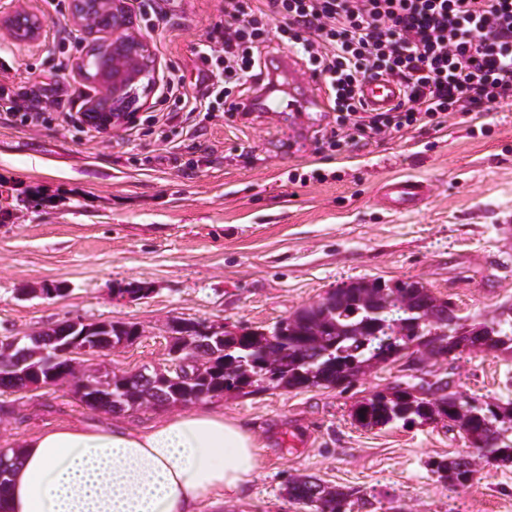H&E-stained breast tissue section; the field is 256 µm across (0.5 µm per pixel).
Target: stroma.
Listing matches in <instances>:
<instances>
[{
	"label": "stroma",
	"instance_id": "35a3bbf8",
	"mask_svg": "<svg viewBox=\"0 0 512 512\" xmlns=\"http://www.w3.org/2000/svg\"><path fill=\"white\" fill-rule=\"evenodd\" d=\"M0 0V85L42 97L97 96L79 66L93 36L73 0ZM36 15L44 26L16 41L7 19ZM136 32L151 45L158 85L131 125L105 134L64 112L37 125L0 119V336H28L68 319L131 322L142 334L82 366L127 376L169 362L175 320L229 330L268 329L357 280L413 279L451 300L460 316L488 318L512 304V105L471 133L464 118L442 131H408L360 148L328 150L336 125L320 107L299 126L290 112L200 113L187 122L165 83L181 71L201 84L195 57L224 23V0H133ZM323 173L307 186L291 174ZM429 184L417 208L381 206L387 181ZM144 284L145 296L114 290ZM61 291L43 295L44 287ZM446 378L452 389L512 401V355L453 363L398 361L348 389L268 390L210 399L245 426L259 464L236 500L203 499L200 512H303L288 501L294 477L360 491L353 512H447L431 460L465 447L440 423L366 428L351 408L411 377ZM143 405L117 414L86 407L69 387L0 393V448L62 424L145 427L169 414ZM462 512H512V466L480 467L461 489Z\"/></svg>",
	"mask_w": 512,
	"mask_h": 512
}]
</instances>
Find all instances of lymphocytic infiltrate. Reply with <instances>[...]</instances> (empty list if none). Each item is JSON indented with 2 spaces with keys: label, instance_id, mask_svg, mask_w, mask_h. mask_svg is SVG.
Masks as SVG:
<instances>
[{
  "label": "lymphocytic infiltrate",
  "instance_id": "lymphocytic-infiltrate-1",
  "mask_svg": "<svg viewBox=\"0 0 512 512\" xmlns=\"http://www.w3.org/2000/svg\"><path fill=\"white\" fill-rule=\"evenodd\" d=\"M224 15L196 52L210 84L193 94L183 77L166 83L190 111H212L256 79L273 40L300 49L324 80L336 114L326 138L337 150L512 104V0H224ZM377 78L403 92L381 112L360 94Z\"/></svg>",
  "mask_w": 512,
  "mask_h": 512
}]
</instances>
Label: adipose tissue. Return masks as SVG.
I'll return each mask as SVG.
<instances>
[{
	"label": "adipose tissue",
	"mask_w": 512,
	"mask_h": 512,
	"mask_svg": "<svg viewBox=\"0 0 512 512\" xmlns=\"http://www.w3.org/2000/svg\"><path fill=\"white\" fill-rule=\"evenodd\" d=\"M257 466L251 433L209 408L146 430L61 425L22 444L0 512H197L239 495Z\"/></svg>",
	"instance_id": "1"
}]
</instances>
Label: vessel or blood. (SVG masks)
<instances>
[{
  "label": "vessel or blood",
  "instance_id": "vessel-or-blood-1",
  "mask_svg": "<svg viewBox=\"0 0 512 512\" xmlns=\"http://www.w3.org/2000/svg\"><path fill=\"white\" fill-rule=\"evenodd\" d=\"M271 68L266 74L267 83L261 95L238 102L239 110L254 112L260 109H281L284 112L313 110L320 105L318 88L308 87L305 95H297L295 87L299 82L294 59L288 53H280L270 61ZM289 85L288 96H280L282 85ZM402 96L399 86L384 78L366 81L361 86V97L368 108L384 109L397 103ZM425 196L421 183L409 179L398 180L385 186L382 192L384 204L392 209H410L419 204Z\"/></svg>",
  "mask_w": 512,
  "mask_h": 512
}]
</instances>
